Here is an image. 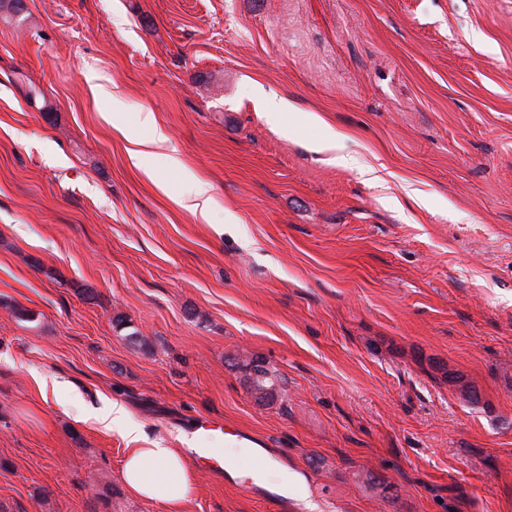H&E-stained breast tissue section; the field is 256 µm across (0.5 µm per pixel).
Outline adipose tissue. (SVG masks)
Returning <instances> with one entry per match:
<instances>
[{
    "label": "adipose tissue",
    "mask_w": 512,
    "mask_h": 512,
    "mask_svg": "<svg viewBox=\"0 0 512 512\" xmlns=\"http://www.w3.org/2000/svg\"><path fill=\"white\" fill-rule=\"evenodd\" d=\"M122 475L132 493L165 503L169 512H180L195 492L180 448L130 449L122 463Z\"/></svg>",
    "instance_id": "obj_1"
}]
</instances>
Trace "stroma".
<instances>
[{
  "mask_svg": "<svg viewBox=\"0 0 512 512\" xmlns=\"http://www.w3.org/2000/svg\"><path fill=\"white\" fill-rule=\"evenodd\" d=\"M26 4L0 15V507L167 512L122 481L114 400L148 448L254 435L317 512H512V0ZM231 454L185 512H302ZM209 184L191 175L188 178L187 191L181 203L186 208L196 212L199 211L201 214L205 213L209 203ZM96 418L101 422H106L108 427H111L115 424L125 425L128 435L133 436L132 441L139 440V428L129 423V417L126 409L118 402L110 401L106 403L101 411V414Z\"/></svg>",
  "mask_w": 512,
  "mask_h": 512,
  "instance_id": "stroma-1",
  "label": "stroma"
}]
</instances>
